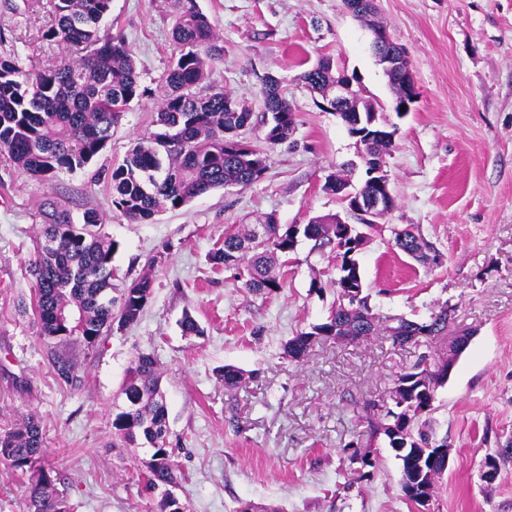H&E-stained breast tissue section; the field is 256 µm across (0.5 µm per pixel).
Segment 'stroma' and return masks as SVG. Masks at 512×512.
<instances>
[{
    "label": "stroma",
    "mask_w": 512,
    "mask_h": 512,
    "mask_svg": "<svg viewBox=\"0 0 512 512\" xmlns=\"http://www.w3.org/2000/svg\"><path fill=\"white\" fill-rule=\"evenodd\" d=\"M224 42L198 93L230 92L253 112L245 134L269 153L250 186L217 189L148 223L112 204L106 172L155 131L156 110L176 49L170 0H112L110 34L121 36L146 93L132 101L112 139L84 170L41 184L0 158V431L34 415L45 461L73 512H151L140 474L145 454L112 444V409L126 369L153 353L162 373L169 440L190 512H415L402 496L389 449L355 479L349 441L364 404L388 399L394 379L419 354L448 357L441 339L398 345L386 334L315 344L304 363L285 357L289 338L321 322L336 303V254L300 239L282 260L280 291L256 295L238 268L213 265L225 234L274 217L305 224L345 211L325 191L328 175L360 185V149L336 113L297 81L302 61L331 56L380 115L394 124L386 157L395 208L377 219L358 254L373 313L427 320L447 307L452 329L471 333L422 423L452 447L431 512H512V458L493 484L480 478L486 456L512 440V0H376L378 21L410 61L419 91L412 112L391 109L392 94L371 35L342 0H197ZM50 0H0V55L24 71L53 68L65 54L44 39ZM277 77L295 114L293 136L272 147L260 117L261 89ZM53 199L81 216L104 211L118 244L113 282L150 277L139 321L102 336L93 349L63 346L79 381L62 379L29 307L28 265L41 235L40 207ZM410 228L444 256L423 267L393 245ZM191 313L204 330L183 335ZM245 371L237 388L221 374ZM27 475L0 460V512H28Z\"/></svg>",
    "instance_id": "1"
}]
</instances>
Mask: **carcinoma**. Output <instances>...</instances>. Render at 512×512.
<instances>
[{
  "instance_id": "1",
  "label": "carcinoma",
  "mask_w": 512,
  "mask_h": 512,
  "mask_svg": "<svg viewBox=\"0 0 512 512\" xmlns=\"http://www.w3.org/2000/svg\"><path fill=\"white\" fill-rule=\"evenodd\" d=\"M172 39L178 49L168 71L157 109L158 131L140 142L108 181L112 204L130 220L140 223L166 209H177L212 190L246 187L268 169L269 155L242 137L252 124L253 112L224 91L200 95L194 88L204 77L208 61L224 57V43L209 17L195 0H175ZM56 24L44 38L65 45L78 56L65 58L53 69L25 73L12 57H0V155L21 173L48 181L62 173L84 168L112 138L130 103L144 95L134 57L121 37L102 36L100 24L112 12V0H53ZM311 93L325 98L336 75L333 62L320 58L297 76ZM262 95L270 119L263 122L265 140L276 146L292 136L295 116L280 82L270 77ZM377 117L373 105L343 113L348 131ZM42 239L30 262L34 280L32 306L39 334L58 344L80 343L92 348L113 325L138 322L151 295L152 281L144 276L112 298V259L118 244L102 232L104 217L94 208L74 220L64 206L49 199L43 203ZM306 239L319 248L336 252L338 299L359 290L347 308L337 307L310 330L288 339L284 353L297 362L306 360L318 341H359L379 332L393 342L421 343V333L435 336L448 328V307L417 322L406 318H381L372 312L357 259L365 233L355 226L336 223V215L318 216L303 227ZM295 238L269 218L243 232L224 236L223 247L210 255L216 265L245 266L243 286L258 295L282 288L275 266L293 251ZM394 245L416 262L430 268L441 254L420 234L404 229L395 233ZM421 356L410 371L400 375L391 390L392 404L380 415H365L366 430L359 436L372 443L384 437L400 461L401 488H435L445 472L432 459L448 439H436L420 418L432 410L436 388L445 382L438 370L422 367ZM58 375L77 379L76 363L55 354ZM224 387L232 390L244 381L240 369L226 365ZM157 361L140 353L127 371L122 394L129 406L112 412V437L134 448L147 447L150 458L143 474L148 490L160 491L154 512H189L187 505L169 502L166 491L178 484L168 441V406L160 391ZM0 460L29 475V512H71L68 499L59 494L45 466L40 425L32 418L0 434Z\"/></svg>"
}]
</instances>
